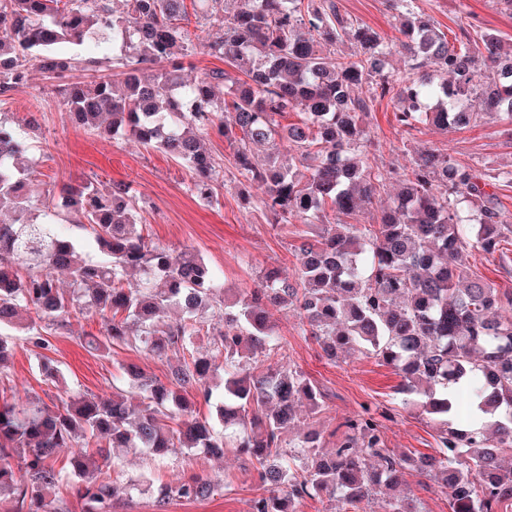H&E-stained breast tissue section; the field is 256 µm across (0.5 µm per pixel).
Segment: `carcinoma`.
Segmentation results:
<instances>
[{"label": "carcinoma", "instance_id": "cac0c4a2", "mask_svg": "<svg viewBox=\"0 0 512 512\" xmlns=\"http://www.w3.org/2000/svg\"><path fill=\"white\" fill-rule=\"evenodd\" d=\"M125 2L116 15L108 0H0V95L38 70L59 88L73 123L94 128L107 118L112 134L170 154L191 171L192 194L209 205L219 170L200 135L215 134L233 147L238 174L266 187L261 205L277 223L322 229L303 237L293 279L267 269L256 288L230 302L199 251L174 255L142 234L124 185L66 183L34 213L25 191L28 146L0 117V209L16 214L0 223V330L21 325L25 311L24 334L49 350V331L93 308L104 326L83 337L85 347L139 346L177 360L165 382L124 367L135 404L121 389L109 398L0 403V499L14 512H65L57 503L66 485L82 512H112V501L135 485L112 480L97 459L106 463L118 451L164 459L178 449L222 458L234 448L259 465L263 493L252 512H299L303 500L323 494L365 512L378 491L385 512H416L393 494L409 457L386 448L372 417L348 420L329 453L314 430L284 439L299 423V402L312 419L322 410L321 393L288 362L269 321L271 307L293 305L328 361L360 354L393 366L402 404L439 421L437 448L414 466L439 477L452 512L512 505V463L504 459L512 448V294L466 262L468 248L493 254L512 237L489 191L501 174L428 149L400 176L378 223L359 229L326 212L352 214L386 181L361 158L372 95L390 96L408 131L477 123L480 113L457 111L470 94L512 117V58H501L502 39L477 31L455 45L408 0H389L404 16L397 37L341 15L335 0H235V10L207 11L194 22L185 0ZM215 25L224 27L218 40L208 35ZM87 39L100 56L74 52ZM345 43L354 47L348 56L337 50ZM392 46L405 51L401 71L386 70ZM198 47L227 68L187 85L176 49ZM146 63L155 66L148 76ZM431 63L450 78L429 80ZM363 87L367 95L354 94ZM288 112L298 121L282 127L278 118ZM260 147L271 150L264 164L255 160ZM63 213L78 216L89 230L85 241L56 229ZM91 250L104 260H88ZM57 270L71 275L67 295ZM199 336L224 368L195 346ZM462 396L470 414L460 425ZM198 404L215 409L224 431L195 415ZM61 448L73 453L60 466ZM217 490L197 476L161 484L156 512Z\"/></svg>", "mask_w": 512, "mask_h": 512}]
</instances>
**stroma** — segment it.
<instances>
[{"label":"stroma","instance_id":"1","mask_svg":"<svg viewBox=\"0 0 512 512\" xmlns=\"http://www.w3.org/2000/svg\"><path fill=\"white\" fill-rule=\"evenodd\" d=\"M336 5L342 14L381 33L392 36L398 32V13L389 9L386 0H336ZM413 7L433 16L448 38L462 37L477 27L498 34L504 45L512 46V10L499 0H413ZM394 112L395 104L387 97L371 106L367 119L370 144L364 160L373 170L400 173L419 151L439 148L461 163L503 174L512 171V122L505 117L487 115L477 126L449 133L432 126L408 133L398 125ZM1 113L24 126L34 161L29 177L33 196L44 195L61 181L93 178L107 185L126 184L137 202L144 235L174 252L187 246L200 250L223 285L234 292L253 288L260 271L268 267L294 273L299 232L318 230L317 225L297 221L286 227L275 224L259 203L264 187L248 184L239 176L231 147L217 136L202 139L224 168L217 185L219 203L211 207L191 194L188 172L169 155L130 136L112 138L73 125L58 92L39 72H31L25 84L0 96ZM468 263L474 274L512 291V245L494 254L471 248ZM270 322L285 343L291 363L310 377L323 396L318 416L323 449L335 446L348 419L366 412L378 423L386 447L395 453L412 457L433 453L437 422L421 410L403 406L397 392L401 378L394 367L366 356L328 362L316 341L304 332L294 310L271 311ZM100 328L99 315L83 314L72 319L69 328L54 332L52 348L45 353L26 343L23 333H15L14 356L0 372V397L31 395L56 401L69 392L105 396L116 388L128 389L122 367L129 363L147 375L166 377L167 361L142 350L117 347L105 354L85 348L83 336L98 333ZM45 359L57 368L59 381L44 377L41 362ZM110 475L123 484L146 477L158 485L196 475L221 479L213 497L176 501L168 512H251L261 492L254 460L231 448L220 460L200 451L160 461L131 453L113 463ZM398 495L418 512H450L448 496L439 484L412 469L405 471Z\"/></svg>","mask_w":512,"mask_h":512}]
</instances>
